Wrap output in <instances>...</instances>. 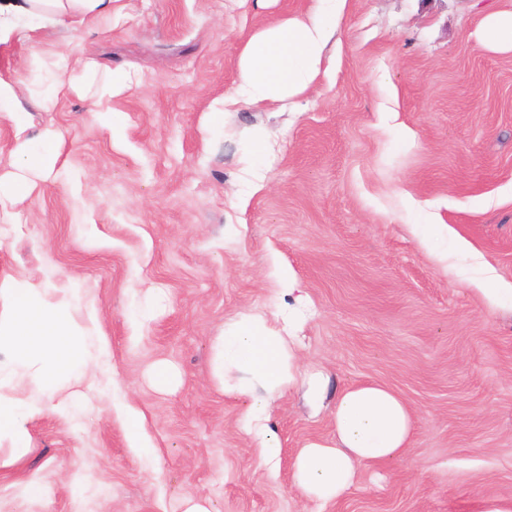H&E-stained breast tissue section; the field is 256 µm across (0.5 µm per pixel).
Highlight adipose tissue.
Segmentation results:
<instances>
[{"mask_svg":"<svg viewBox=\"0 0 512 512\" xmlns=\"http://www.w3.org/2000/svg\"><path fill=\"white\" fill-rule=\"evenodd\" d=\"M303 16L282 18L258 28L244 43L237 60L238 84L223 103L275 105L304 95L318 80L325 48L333 35L329 18L342 0H312ZM112 0H0V37L13 29V14L49 17L61 24L84 26L111 13ZM60 144L51 137L17 138L11 151L15 168L11 186L0 187V214L9 215L18 196L30 186L27 173L54 167ZM51 285L10 275L0 277V441L8 440L17 455L29 449L30 419L44 409L64 414L56 402L62 381L85 373L90 330L75 319L82 305L79 289L52 303ZM236 371L225 392L249 397L241 422L257 442L263 461L275 462L280 444L271 428L276 396L306 380L313 403L325 393L322 374H303L290 327L276 326L261 314L238 315L215 345L213 371ZM33 387L26 398L13 392L25 379ZM331 443L301 448L293 464V485L301 495L323 502L341 497L354 483L356 465L400 457L410 443L411 412L390 388L366 383L344 389L331 413Z\"/></svg>","mask_w":512,"mask_h":512,"instance_id":"ef3b65f1","label":"adipose tissue"}]
</instances>
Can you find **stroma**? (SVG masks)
I'll list each match as a JSON object with an SVG mask.
<instances>
[{"mask_svg":"<svg viewBox=\"0 0 512 512\" xmlns=\"http://www.w3.org/2000/svg\"><path fill=\"white\" fill-rule=\"evenodd\" d=\"M311 4L112 0L92 27L32 32L23 18L0 39V77L24 81L25 137L59 138L67 172L36 176L0 216V276L69 275L112 363L108 393L64 382L77 419L36 415L20 458L0 443V512H180L187 496L211 512H483L512 499V303L489 306L474 285L512 284V52L475 36L512 0H345L329 74L306 96L215 116L247 38ZM258 129L270 152L255 186L243 158ZM153 288L162 308L137 315ZM292 308L303 367L329 392L379 382L414 415L404 456L359 463L327 504L292 470L301 448L331 442L329 408L300 387L277 397L268 467L240 427L248 398L211 369L236 315Z\"/></svg>","mask_w":512,"mask_h":512,"instance_id":"1","label":"stroma"}]
</instances>
